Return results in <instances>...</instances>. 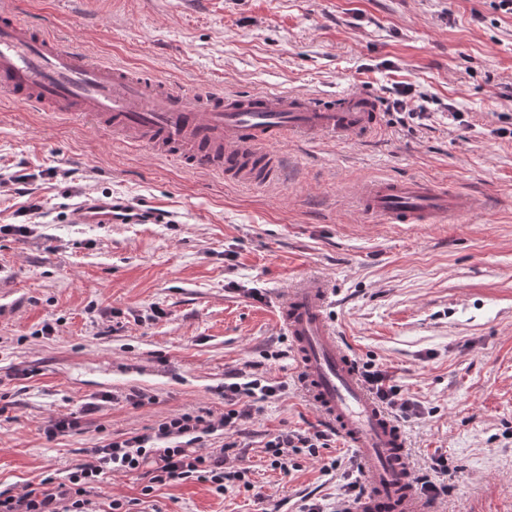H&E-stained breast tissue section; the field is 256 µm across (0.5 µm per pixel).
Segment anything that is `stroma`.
I'll use <instances>...</instances> for the list:
<instances>
[{"mask_svg": "<svg viewBox=\"0 0 512 512\" xmlns=\"http://www.w3.org/2000/svg\"><path fill=\"white\" fill-rule=\"evenodd\" d=\"M95 58L187 91L345 95L363 89L383 129L359 139L275 147L278 182L242 186L188 173L145 148L0 93V490L64 477L103 439L150 432L165 417L224 411L236 374L260 371L286 394L241 420L224 466L248 486H155L112 474L94 498L138 512H300L332 508L343 483L324 463L354 454L331 438L290 473L264 445L323 424L305 404L273 298L298 277L336 289L329 318L358 365L389 371L419 416L402 420L417 470L445 456L436 512H512V16L494 0H17ZM413 84L424 112L391 108ZM463 114L449 121V110ZM29 173L28 195L15 171ZM378 176L419 177L493 201L447 224L363 217L354 194ZM171 216L168 224H72L106 197ZM39 212H30V205ZM260 289L261 298L248 296ZM162 317L147 321L152 306ZM51 334H43V324ZM150 400L132 408V391ZM110 395L80 431L53 421Z\"/></svg>", "mask_w": 512, "mask_h": 512, "instance_id": "stroma-1", "label": "stroma"}]
</instances>
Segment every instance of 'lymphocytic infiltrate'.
Listing matches in <instances>:
<instances>
[{"label": "lymphocytic infiltrate", "instance_id": "f902f5d3", "mask_svg": "<svg viewBox=\"0 0 512 512\" xmlns=\"http://www.w3.org/2000/svg\"><path fill=\"white\" fill-rule=\"evenodd\" d=\"M362 375L396 418H408L414 411V403L397 402L399 388L387 371L367 364ZM283 390L282 383L256 373L225 383L224 412L220 417L201 409L167 418L149 434L125 433L106 439L94 450L92 461L69 469L64 478L45 476L19 495L1 491L0 512H130L122 500H111L102 508L91 499L94 485L110 472H123L143 480L142 492L146 495L155 485L186 481L207 482L216 493H224L227 483L243 481L245 474L225 471L224 454L229 443H222L209 454H199L196 447L202 435L235 428L251 411L260 410L262 403L280 398ZM327 441V435L321 432L282 431L271 436L265 448L272 466L284 471L292 455H316Z\"/></svg>", "mask_w": 512, "mask_h": 512}]
</instances>
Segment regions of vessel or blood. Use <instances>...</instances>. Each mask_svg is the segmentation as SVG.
Masks as SVG:
<instances>
[{"instance_id":"vessel-or-blood-1","label":"vessel or blood","mask_w":512,"mask_h":512,"mask_svg":"<svg viewBox=\"0 0 512 512\" xmlns=\"http://www.w3.org/2000/svg\"><path fill=\"white\" fill-rule=\"evenodd\" d=\"M0 92L36 110L81 118L185 171L236 183L277 181L281 166L272 147L288 136L347 141L379 122L373 98L361 91L336 102L280 92L185 93L125 66L91 61L41 25L20 22L13 0H0ZM357 204L363 216L393 224H442L485 213L490 200L421 178L382 177L359 187ZM70 219L112 224L116 211L108 201H85ZM330 294L324 280L303 278L275 302L278 325L296 353L303 393L354 452L367 487L356 512H379L388 496L397 512H427L399 426L370 394L328 322Z\"/></svg>"}]
</instances>
